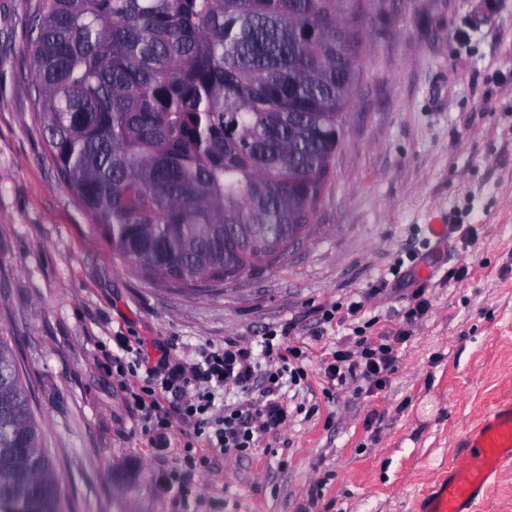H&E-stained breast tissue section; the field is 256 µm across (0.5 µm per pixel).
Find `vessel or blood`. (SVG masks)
Returning <instances> with one entry per match:
<instances>
[{"instance_id": "vessel-or-blood-1", "label": "vessel or blood", "mask_w": 512, "mask_h": 512, "mask_svg": "<svg viewBox=\"0 0 512 512\" xmlns=\"http://www.w3.org/2000/svg\"><path fill=\"white\" fill-rule=\"evenodd\" d=\"M463 442L464 465L450 471L428 496L425 512H474L477 498L490 486L498 468L512 460V405L491 410Z\"/></svg>"}]
</instances>
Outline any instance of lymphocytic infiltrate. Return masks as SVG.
Returning a JSON list of instances; mask_svg holds the SVG:
<instances>
[{
    "mask_svg": "<svg viewBox=\"0 0 512 512\" xmlns=\"http://www.w3.org/2000/svg\"><path fill=\"white\" fill-rule=\"evenodd\" d=\"M268 366L258 365L252 350L239 341L228 339L210 351L203 361L184 363L161 354L152 365L132 358L128 340H117L118 354L113 355L112 369L119 377L142 376L143 382L132 389L130 400L139 413L140 430L155 452L170 453V422L160 403L164 394H174L180 413L192 426L196 436L205 437L211 447L224 454H241L254 447L258 437L286 423L288 414L278 392L283 382L300 383L306 376L300 350L290 349L286 338L269 332L264 338ZM391 345L361 338L351 345L337 347L323 363V374L330 386L341 387L354 380L378 387L395 368ZM264 376L266 388L262 398L251 402L250 413L239 409L217 410L220 390L233 387L250 391L257 376Z\"/></svg>",
    "mask_w": 512,
    "mask_h": 512,
    "instance_id": "lymphocytic-infiltrate-1",
    "label": "lymphocytic infiltrate"
}]
</instances>
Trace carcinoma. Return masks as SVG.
Wrapping results in <instances>:
<instances>
[{"label":"carcinoma","instance_id":"obj_1","mask_svg":"<svg viewBox=\"0 0 512 512\" xmlns=\"http://www.w3.org/2000/svg\"><path fill=\"white\" fill-rule=\"evenodd\" d=\"M363 5L42 0L33 111L115 260L191 288L307 234L359 78ZM0 512H65L3 336Z\"/></svg>","mask_w":512,"mask_h":512}]
</instances>
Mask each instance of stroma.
Instances as JSON below:
<instances>
[{
  "label": "stroma",
  "mask_w": 512,
  "mask_h": 512,
  "mask_svg": "<svg viewBox=\"0 0 512 512\" xmlns=\"http://www.w3.org/2000/svg\"><path fill=\"white\" fill-rule=\"evenodd\" d=\"M366 2L314 229L275 265L188 291L113 259L60 183L25 83L39 0H0V336L66 512H417L465 431L512 402V0ZM440 221L472 225L470 247L432 238ZM283 325L307 370L286 426L239 459L196 442L189 501L160 493L180 457L142 436L106 363L114 337L193 362ZM358 336L391 344L395 370L373 391L328 387L322 363Z\"/></svg>",
  "instance_id": "stroma-1"
}]
</instances>
